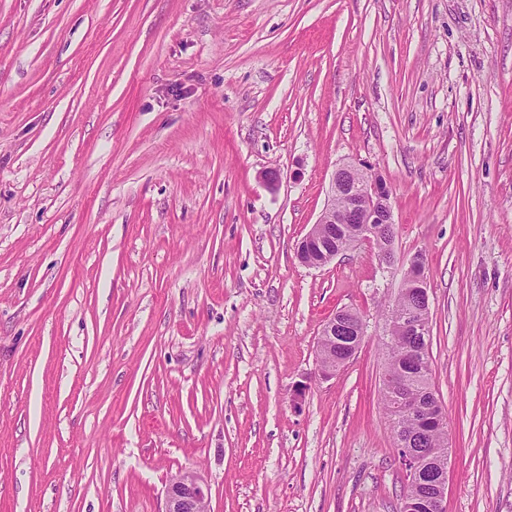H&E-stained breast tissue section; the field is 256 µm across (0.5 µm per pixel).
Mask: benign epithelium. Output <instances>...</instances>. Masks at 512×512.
<instances>
[{"mask_svg":"<svg viewBox=\"0 0 512 512\" xmlns=\"http://www.w3.org/2000/svg\"><path fill=\"white\" fill-rule=\"evenodd\" d=\"M344 207L350 222L357 229L344 246H324L321 230L327 224L338 223V209ZM395 223L391 190L385 179L371 167L359 162H344L336 167L328 191L327 203L315 224L301 239L297 246L299 259H304L314 249L322 251V259L317 263H307L309 268H320L330 264L337 256L351 250L358 244L373 241L378 236L379 225ZM399 312L387 320L384 343L394 349L395 339L399 336L430 335L429 330V292L425 263L421 255L409 261L403 287L396 302ZM345 327L351 336L344 355L333 364H327L319 358L320 376L328 379L343 368L358 352L365 336L364 322L355 311L343 308L329 319L321 330L323 336L336 335V328ZM382 393L389 394L393 410L399 416H413L419 420L431 421L441 432L447 431L446 416L439 411V399L433 388L419 394L411 391L407 382L396 375L390 366L382 373ZM400 431L397 442L398 461L405 475L406 490L400 499L399 512H418L420 497L418 489H427V510L444 512L443 503L448 496L449 471L433 469L430 462L416 448L410 447V439ZM164 512H202L208 499V486L196 473H180L169 478L164 490Z\"/></svg>","mask_w":512,"mask_h":512,"instance_id":"1","label":"benign epithelium"}]
</instances>
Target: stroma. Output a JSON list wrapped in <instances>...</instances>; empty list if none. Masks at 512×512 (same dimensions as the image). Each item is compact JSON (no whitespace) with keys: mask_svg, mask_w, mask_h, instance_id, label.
Segmentation results:
<instances>
[{"mask_svg":"<svg viewBox=\"0 0 512 512\" xmlns=\"http://www.w3.org/2000/svg\"><path fill=\"white\" fill-rule=\"evenodd\" d=\"M352 160L393 259L305 267ZM417 254L444 508L512 512V0H0V512H163L185 471L205 512H396ZM342 308L366 336L325 379ZM344 326L345 331L351 336V340L347 343V350L344 355L334 362L327 364L323 357H319L318 367L319 373L322 378L328 379L336 374V371L343 368L358 352L363 338L365 336L364 322L359 314L352 309L343 308L336 312V314L329 319L323 326L320 336H335L336 327ZM320 337V347L323 346V341Z\"/></svg>","mask_w":512,"mask_h":512,"instance_id":"35a3bbf8","label":"stroma"}]
</instances>
